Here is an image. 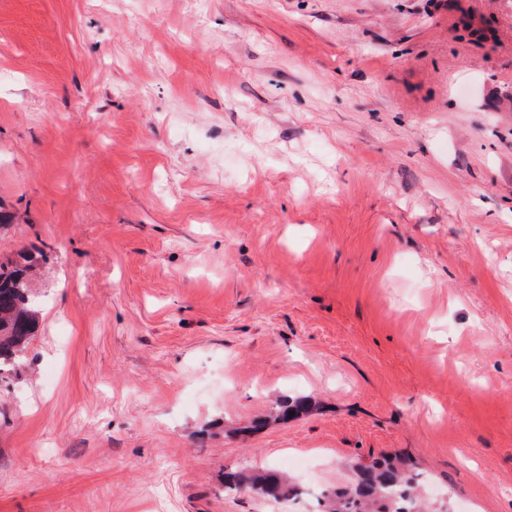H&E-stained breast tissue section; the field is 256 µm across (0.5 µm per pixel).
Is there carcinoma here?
<instances>
[{"instance_id":"obj_1","label":"carcinoma","mask_w":512,"mask_h":512,"mask_svg":"<svg viewBox=\"0 0 512 512\" xmlns=\"http://www.w3.org/2000/svg\"><path fill=\"white\" fill-rule=\"evenodd\" d=\"M34 270L31 255L18 262H0V384L17 376L39 327V304L32 292ZM310 407L306 398L284 397L275 403L271 417L286 419ZM419 478L404 458L378 461L358 469L354 487L328 493L322 512H421L416 496ZM224 491L252 492L277 501L297 494L298 488L274 470L245 467L224 475Z\"/></svg>"}]
</instances>
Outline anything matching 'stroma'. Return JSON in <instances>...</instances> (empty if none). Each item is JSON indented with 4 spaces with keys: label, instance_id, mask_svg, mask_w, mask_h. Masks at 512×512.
I'll list each match as a JSON object with an SVG mask.
<instances>
[{
    "label": "stroma",
    "instance_id": "1",
    "mask_svg": "<svg viewBox=\"0 0 512 512\" xmlns=\"http://www.w3.org/2000/svg\"><path fill=\"white\" fill-rule=\"evenodd\" d=\"M0 206V512H512V0H0ZM0 262V385L9 383L23 364L39 327V304L32 292L35 261ZM311 407V402L309 399L298 397V398H289L284 397L279 399L275 403V407H272L273 412L268 416L269 418H279V419H288L290 416V411H294V415L303 413ZM260 418L256 421L255 427H262L266 424L267 418ZM420 477L409 460L383 459L358 469L351 489L328 493L321 512H421L416 496ZM224 489L228 492H252L267 499L278 501L297 495L296 484L271 469L242 468L224 475Z\"/></svg>",
    "mask_w": 512,
    "mask_h": 512
}]
</instances>
